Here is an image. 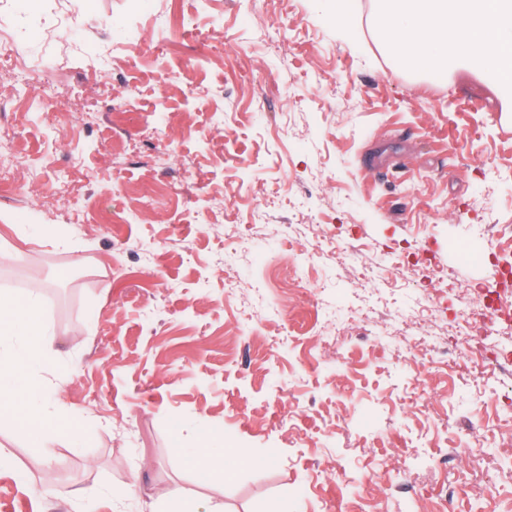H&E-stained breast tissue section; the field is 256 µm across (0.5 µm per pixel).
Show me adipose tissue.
<instances>
[{
    "label": "adipose tissue",
    "instance_id": "ef3b65f1",
    "mask_svg": "<svg viewBox=\"0 0 512 512\" xmlns=\"http://www.w3.org/2000/svg\"><path fill=\"white\" fill-rule=\"evenodd\" d=\"M391 17L384 38L408 66L437 71L449 57L462 59L465 70L489 71L495 88H512V0H384ZM39 288L26 303L0 294V342L21 340L19 352L0 354V416L20 420L39 447L75 435L78 423L65 406L46 413L32 406L34 391L26 370L51 357V333L37 306ZM245 448H197L183 456L204 482L228 480L235 466L249 462Z\"/></svg>",
    "mask_w": 512,
    "mask_h": 512
}]
</instances>
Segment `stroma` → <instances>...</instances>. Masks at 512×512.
Instances as JSON below:
<instances>
[{"mask_svg":"<svg viewBox=\"0 0 512 512\" xmlns=\"http://www.w3.org/2000/svg\"><path fill=\"white\" fill-rule=\"evenodd\" d=\"M61 12L74 37L45 41ZM352 24L324 0H0L32 67L0 110L26 181L0 195V290L43 283L54 354L26 375L80 424L40 448L0 418V512H148L172 490L200 512H438L445 491L512 512V373L434 351L512 264V104L403 65L375 0ZM63 186L68 209L41 207ZM205 441L254 462L201 483L179 455Z\"/></svg>","mask_w":512,"mask_h":512,"instance_id":"obj_1","label":"stroma"}]
</instances>
